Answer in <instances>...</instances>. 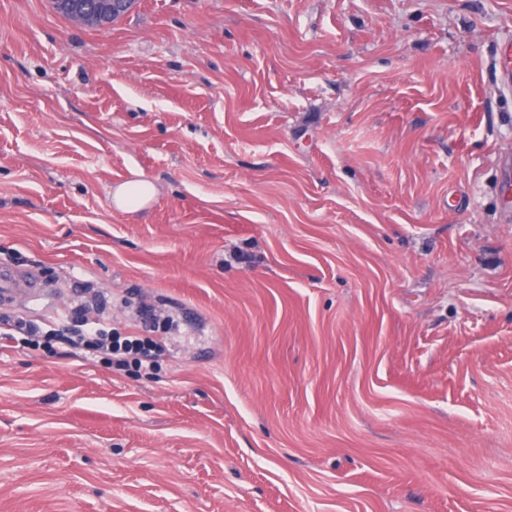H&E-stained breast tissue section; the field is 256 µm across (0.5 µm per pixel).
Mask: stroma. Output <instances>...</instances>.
Listing matches in <instances>:
<instances>
[{"mask_svg": "<svg viewBox=\"0 0 512 512\" xmlns=\"http://www.w3.org/2000/svg\"><path fill=\"white\" fill-rule=\"evenodd\" d=\"M509 40L512 0H0V266L46 284L0 315L164 346L0 345V512H512ZM137 0H54L57 13L77 24L106 28L131 11ZM153 197V186L140 179L119 186L114 192V201L125 212H134L145 206ZM87 310L79 309L73 324H62L45 332L23 321L1 323L6 327L2 332L3 327L0 326L1 339L12 342L17 340L14 336H22L20 340L24 344L37 347L44 344L50 349H54L52 340L58 344L84 346L89 351L110 355L109 364L119 370L131 365L139 371L155 367L163 346L154 336H112V330L100 320L90 321L85 317ZM42 338H45L44 341Z\"/></svg>", "mask_w": 512, "mask_h": 512, "instance_id": "stroma-1", "label": "stroma"}]
</instances>
